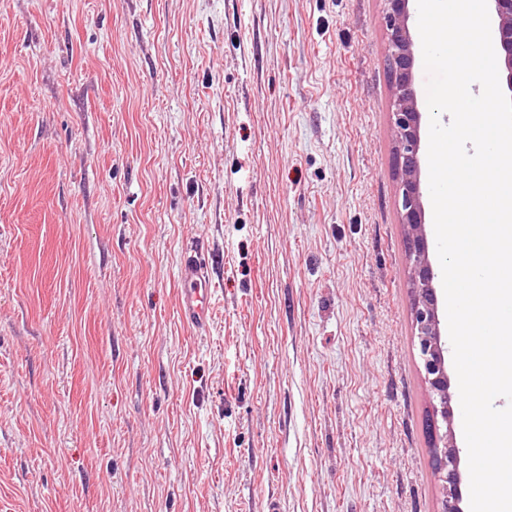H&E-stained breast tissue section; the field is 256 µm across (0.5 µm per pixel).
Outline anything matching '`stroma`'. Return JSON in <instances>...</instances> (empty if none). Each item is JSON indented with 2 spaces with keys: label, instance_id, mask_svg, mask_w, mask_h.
<instances>
[{
  "label": "stroma",
  "instance_id": "1",
  "mask_svg": "<svg viewBox=\"0 0 512 512\" xmlns=\"http://www.w3.org/2000/svg\"><path fill=\"white\" fill-rule=\"evenodd\" d=\"M385 44L383 0H0V512H438ZM212 267L208 259L195 252L184 258L179 269V313L183 322L198 331L205 330L211 318L215 297Z\"/></svg>",
  "mask_w": 512,
  "mask_h": 512
}]
</instances>
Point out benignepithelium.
Segmentation results:
<instances>
[{"label": "benign epithelium", "instance_id": "benign-epithelium-1", "mask_svg": "<svg viewBox=\"0 0 512 512\" xmlns=\"http://www.w3.org/2000/svg\"><path fill=\"white\" fill-rule=\"evenodd\" d=\"M387 19L385 56L391 74V132L398 174L400 223L406 228L411 310L414 335L424 370L434 422L432 467L442 487L439 512H463L460 493L462 450L456 444L451 410L452 395L434 281L437 273L429 259L425 210L421 189V112L412 79L416 45L410 30L412 0H384ZM494 14V48L502 81L512 92V0H490Z\"/></svg>", "mask_w": 512, "mask_h": 512}]
</instances>
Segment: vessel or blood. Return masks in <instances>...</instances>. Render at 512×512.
I'll use <instances>...</instances> for the list:
<instances>
[{"label": "vessel or blood", "mask_w": 512, "mask_h": 512, "mask_svg": "<svg viewBox=\"0 0 512 512\" xmlns=\"http://www.w3.org/2000/svg\"><path fill=\"white\" fill-rule=\"evenodd\" d=\"M179 281L178 308L183 322L196 330H205L215 297V282L208 259L195 253L187 255L179 269Z\"/></svg>", "instance_id": "obj_1"}]
</instances>
